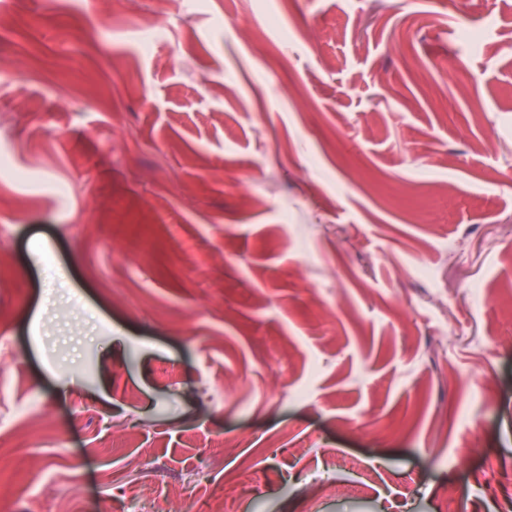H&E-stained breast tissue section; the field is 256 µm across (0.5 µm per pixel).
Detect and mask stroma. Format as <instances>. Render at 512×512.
Wrapping results in <instances>:
<instances>
[{"mask_svg":"<svg viewBox=\"0 0 512 512\" xmlns=\"http://www.w3.org/2000/svg\"><path fill=\"white\" fill-rule=\"evenodd\" d=\"M137 3L0 0V499L512 512V0Z\"/></svg>","mask_w":512,"mask_h":512,"instance_id":"1","label":"stroma"}]
</instances>
